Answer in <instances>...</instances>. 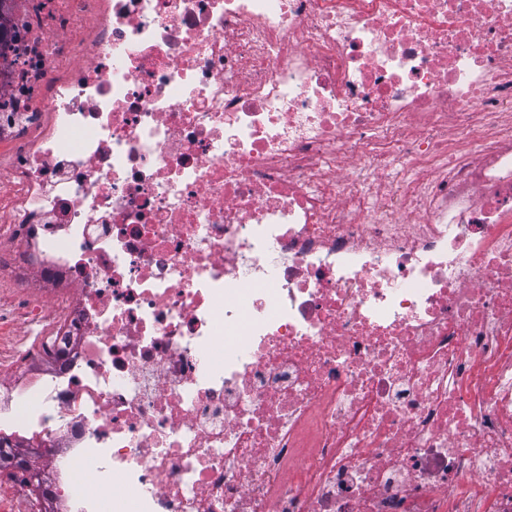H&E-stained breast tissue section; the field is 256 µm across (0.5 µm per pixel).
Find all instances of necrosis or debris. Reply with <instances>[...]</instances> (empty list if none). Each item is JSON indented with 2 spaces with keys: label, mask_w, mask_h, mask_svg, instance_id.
Wrapping results in <instances>:
<instances>
[{
  "label": "necrosis or debris",
  "mask_w": 512,
  "mask_h": 512,
  "mask_svg": "<svg viewBox=\"0 0 512 512\" xmlns=\"http://www.w3.org/2000/svg\"><path fill=\"white\" fill-rule=\"evenodd\" d=\"M7 2L0 512H512V0Z\"/></svg>",
  "instance_id": "obj_1"
}]
</instances>
